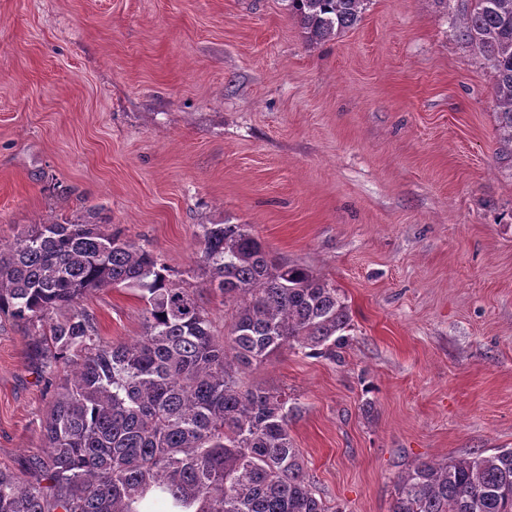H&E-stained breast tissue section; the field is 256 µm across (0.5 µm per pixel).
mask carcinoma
<instances>
[{
    "instance_id": "cac0c4a2",
    "label": "carcinoma",
    "mask_w": 512,
    "mask_h": 512,
    "mask_svg": "<svg viewBox=\"0 0 512 512\" xmlns=\"http://www.w3.org/2000/svg\"><path fill=\"white\" fill-rule=\"evenodd\" d=\"M312 41L355 27L366 0H287ZM457 40L494 72L512 144V0H461ZM199 263L231 306L214 333L195 294L138 243L81 220L35 224L0 247V315L34 329L55 383L30 479L0 470V512H341L316 497L279 391L238 373L283 350L336 359L349 308L333 284L275 261L244 224L201 225ZM103 288L144 301V333L109 343L82 305ZM391 512H512V448L398 476Z\"/></svg>"
}]
</instances>
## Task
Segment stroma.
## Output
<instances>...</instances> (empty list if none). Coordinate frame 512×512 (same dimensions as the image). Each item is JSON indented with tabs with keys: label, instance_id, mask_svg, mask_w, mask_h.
<instances>
[{
	"label": "stroma",
	"instance_id": "35a3bbf8",
	"mask_svg": "<svg viewBox=\"0 0 512 512\" xmlns=\"http://www.w3.org/2000/svg\"><path fill=\"white\" fill-rule=\"evenodd\" d=\"M458 0H368L309 41L286 0H0V242L83 220L154 252L216 334L204 224H247L338 288L342 359L244 370L285 392L337 512H390L415 462L512 448V146ZM143 332L124 288L84 300ZM31 329L0 318V468L25 475L51 395Z\"/></svg>",
	"mask_w": 512,
	"mask_h": 512
}]
</instances>
